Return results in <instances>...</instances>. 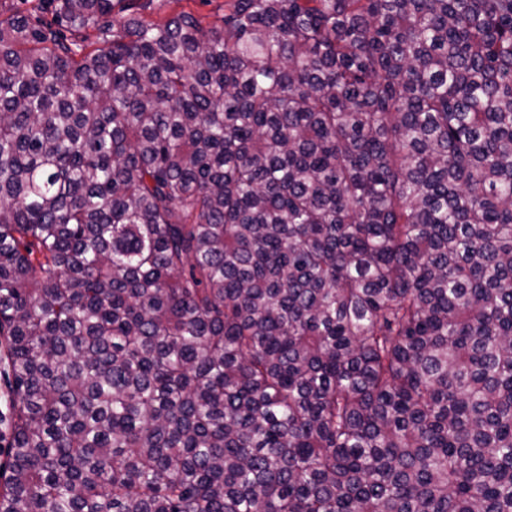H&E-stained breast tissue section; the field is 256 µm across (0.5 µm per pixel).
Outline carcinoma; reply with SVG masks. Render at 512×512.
<instances>
[{"instance_id": "cac0c4a2", "label": "carcinoma", "mask_w": 512, "mask_h": 512, "mask_svg": "<svg viewBox=\"0 0 512 512\" xmlns=\"http://www.w3.org/2000/svg\"><path fill=\"white\" fill-rule=\"evenodd\" d=\"M42 2L0 512H512V0ZM159 0H154L150 10L143 12V16L147 20L159 21L167 18L172 9L180 10L183 7L187 11H191L206 28L221 24V18L224 16L225 0H183L179 7L174 4L167 6L161 5Z\"/></svg>"}]
</instances>
